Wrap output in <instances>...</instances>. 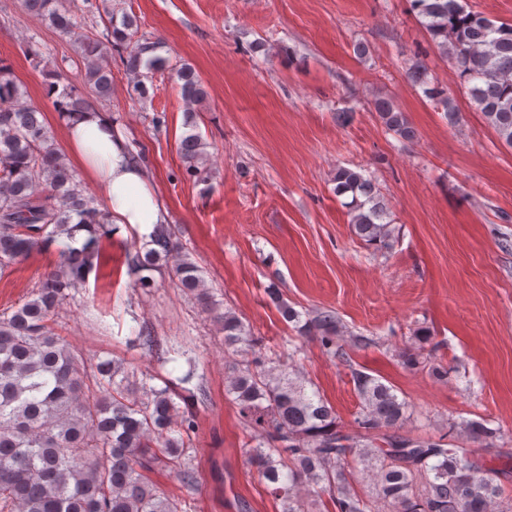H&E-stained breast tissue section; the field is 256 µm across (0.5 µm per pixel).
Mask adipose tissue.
<instances>
[{
  "mask_svg": "<svg viewBox=\"0 0 512 512\" xmlns=\"http://www.w3.org/2000/svg\"><path fill=\"white\" fill-rule=\"evenodd\" d=\"M67 148L71 158L106 187L113 223L134 227L145 241L156 225L166 222L167 212L149 188L145 168L130 160L125 138L111 134L105 114L87 112L68 127Z\"/></svg>",
  "mask_w": 512,
  "mask_h": 512,
  "instance_id": "obj_1",
  "label": "adipose tissue"
}]
</instances>
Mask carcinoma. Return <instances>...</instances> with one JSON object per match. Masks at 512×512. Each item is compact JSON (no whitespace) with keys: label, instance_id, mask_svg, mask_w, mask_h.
I'll return each instance as SVG.
<instances>
[{"label":"carcinoma","instance_id":"carcinoma-1","mask_svg":"<svg viewBox=\"0 0 512 512\" xmlns=\"http://www.w3.org/2000/svg\"><path fill=\"white\" fill-rule=\"evenodd\" d=\"M22 8L48 20L64 34L77 26L75 0H21ZM440 52L450 58L471 99L498 137L512 148V24L466 10L460 0H412ZM100 33L77 38L85 60V92L58 90L55 108L71 116L93 109L112 94V58L137 77L139 96L148 93L141 69H171L189 105L206 91L186 64L169 67L156 43L134 39L135 16L116 21L112 12ZM413 85L443 111L458 113L452 100L429 87L426 65L412 62ZM23 92L10 64L0 60V274L64 237L60 266L43 276L28 300L0 313V512H183L148 476L176 470L186 487L197 485V469L186 458L185 440L196 429L194 395L171 381L158 388L152 374L138 381L114 358L87 361L53 327V317L69 292L89 280L112 236L108 214L92 206L56 146L42 112L21 103ZM387 130L404 140L416 137L404 112L388 98L374 101ZM180 151L186 173L207 178L205 143L186 135ZM336 194L351 197L356 235L390 247L393 230L387 207L372 179L350 168L336 170ZM180 286L195 297L224 333V347L242 360L233 363L226 392L233 396L244 427L258 432L246 444L248 464L267 481L281 512H306L301 491L329 495L335 512H512V498L496 482L499 469L470 449L444 438L400 432L408 404L380 379L352 371L361 401L358 433L344 431L336 412L318 392L290 377L288 367H266L267 359L239 316L222 309L210 294L198 265L179 246L175 231L161 224L150 241L128 254L137 273L168 265ZM329 354L344 357L336 342L341 331L335 312L319 310L308 322ZM474 441L491 442L499 430L489 422L464 421ZM363 469H358V466ZM375 471L376 493L358 489L362 475Z\"/></svg>","mask_w":512,"mask_h":512}]
</instances>
